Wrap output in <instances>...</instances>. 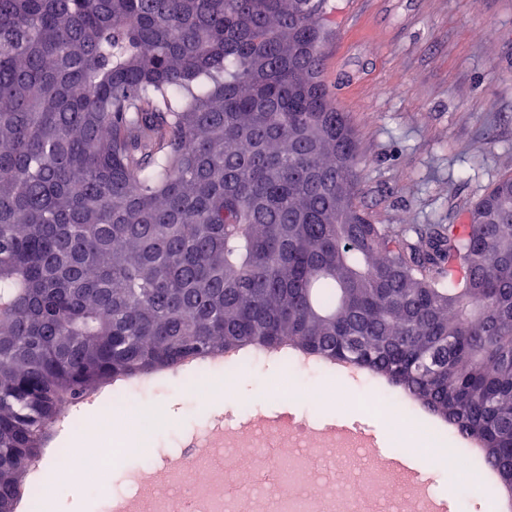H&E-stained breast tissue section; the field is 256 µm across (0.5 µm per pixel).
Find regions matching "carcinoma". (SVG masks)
Wrapping results in <instances>:
<instances>
[{
	"label": "carcinoma",
	"mask_w": 512,
	"mask_h": 512,
	"mask_svg": "<svg viewBox=\"0 0 512 512\" xmlns=\"http://www.w3.org/2000/svg\"><path fill=\"white\" fill-rule=\"evenodd\" d=\"M327 0H0V512L61 405L288 348L374 373L512 493V176L374 224Z\"/></svg>",
	"instance_id": "obj_1"
}]
</instances>
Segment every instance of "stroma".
<instances>
[{
  "label": "stroma",
  "mask_w": 512,
  "mask_h": 512,
  "mask_svg": "<svg viewBox=\"0 0 512 512\" xmlns=\"http://www.w3.org/2000/svg\"><path fill=\"white\" fill-rule=\"evenodd\" d=\"M329 8L322 80L355 130L358 203L372 223H448L512 175V0H330ZM339 71L360 79L337 83ZM235 376L241 415L280 411L275 389L283 380L270 365L240 366ZM342 387L344 404L324 408L300 393L296 407L315 421L364 420L387 454L410 457L424 472L431 496L453 499V512H489L494 492L467 450L455 471L440 469L428 444L412 454L397 436L404 402L366 419L355 400L363 392L379 398L378 388L351 380ZM167 407L174 410L168 424L105 474L116 493L127 494L143 456L177 447L181 434L226 413L215 399H195L167 381L138 404L146 417Z\"/></svg>",
  "instance_id": "1"
}]
</instances>
